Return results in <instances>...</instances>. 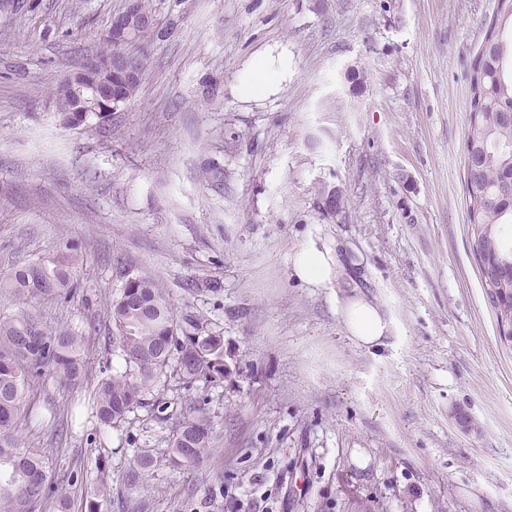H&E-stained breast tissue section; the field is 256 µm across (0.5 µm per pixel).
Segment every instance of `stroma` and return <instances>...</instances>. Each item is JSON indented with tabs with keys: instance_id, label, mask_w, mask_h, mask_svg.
<instances>
[{
	"instance_id": "obj_1",
	"label": "stroma",
	"mask_w": 512,
	"mask_h": 512,
	"mask_svg": "<svg viewBox=\"0 0 512 512\" xmlns=\"http://www.w3.org/2000/svg\"><path fill=\"white\" fill-rule=\"evenodd\" d=\"M22 3L0 10V276L70 249L80 265L70 300L2 289L0 314L96 325L86 379L34 383L18 424L71 512L99 460L102 512H213L218 489L223 512H512V342L464 182L470 65L497 0H153L162 35L136 95L76 128L49 102L124 0ZM281 55L276 85L243 95L252 63ZM308 244L339 255L325 285L293 275ZM140 274L223 337L224 382L154 389L102 431L88 404L112 362L108 309ZM353 293L392 323L380 349L347 337ZM201 398L214 455L128 486L134 450L164 448Z\"/></svg>"
}]
</instances>
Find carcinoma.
I'll use <instances>...</instances> for the list:
<instances>
[{
	"mask_svg": "<svg viewBox=\"0 0 512 512\" xmlns=\"http://www.w3.org/2000/svg\"><path fill=\"white\" fill-rule=\"evenodd\" d=\"M143 15L151 22L136 27L140 61L125 76L102 70L88 77L92 90L62 97L70 111L59 113L71 126L103 109L132 99L147 64L143 50L159 22L150 0H141ZM471 109L465 137V186L469 198L472 248L487 296L500 298L495 306L498 326L512 328V246L504 244V229L512 227V0H497L495 14L478 48L470 73ZM79 257L70 252L33 262L0 277V288L21 298L70 294ZM112 322V356L120 367L102 377L92 397V416L104 427L117 428L140 406L144 395L172 380L187 390L224 382V339L206 330L202 317H177L169 294L147 275L125 281L108 310ZM83 332L51 331L28 311L0 317V512H37L55 492L48 457L41 448L23 441L15 431L25 393L52 369L59 380L75 385L86 373ZM213 424L208 402L196 401L165 439L156 456L153 448L134 450L125 474L131 486L147 487L149 473L162 459L179 468L213 455ZM94 494L86 512H101L110 492L107 467L95 465Z\"/></svg>",
	"mask_w": 512,
	"mask_h": 512,
	"instance_id": "obj_1",
	"label": "carcinoma"
}]
</instances>
